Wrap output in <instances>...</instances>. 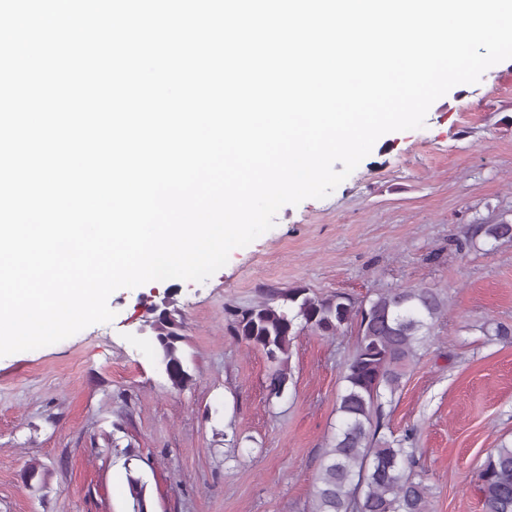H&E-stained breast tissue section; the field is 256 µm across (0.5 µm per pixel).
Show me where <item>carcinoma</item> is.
Returning a JSON list of instances; mask_svg holds the SVG:
<instances>
[{
    "label": "carcinoma",
    "instance_id": "1",
    "mask_svg": "<svg viewBox=\"0 0 512 512\" xmlns=\"http://www.w3.org/2000/svg\"><path fill=\"white\" fill-rule=\"evenodd\" d=\"M476 232L495 241L512 240V223L479 224ZM446 306L440 292L423 286L378 289L360 303L344 292L318 295L294 287L230 311L233 337L262 352L270 363V401L288 389V351L301 333L356 331L355 350L344 365L340 426L313 486L314 512H430V488L412 478L414 430L392 439L380 430L383 399L400 389ZM150 326L162 372L172 388L184 389L192 375L181 347L182 322L164 308ZM478 481L486 512H512V445L504 442L487 454ZM128 485L134 512H144L145 484L131 475Z\"/></svg>",
    "mask_w": 512,
    "mask_h": 512
}]
</instances>
